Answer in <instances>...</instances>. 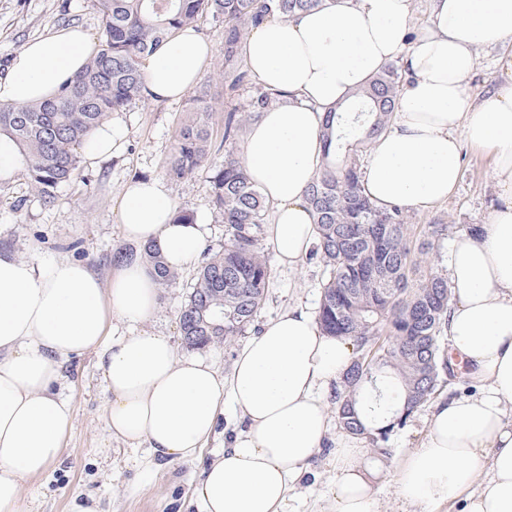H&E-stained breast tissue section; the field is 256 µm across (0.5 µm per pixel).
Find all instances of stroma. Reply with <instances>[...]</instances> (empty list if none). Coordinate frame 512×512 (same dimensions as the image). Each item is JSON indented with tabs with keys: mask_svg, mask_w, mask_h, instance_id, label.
<instances>
[{
	"mask_svg": "<svg viewBox=\"0 0 512 512\" xmlns=\"http://www.w3.org/2000/svg\"><path fill=\"white\" fill-rule=\"evenodd\" d=\"M77 27L99 41L101 20L93 0H0V72L4 71L32 39L51 31ZM198 32L214 45L197 85L177 102L142 99L124 111L112 113L125 134L111 158L81 161L74 179L61 188L53 202H43L27 185L24 170L0 183V250L27 260H73L84 263L101 280H109L114 252L124 248L118 225V206L127 182L139 177H166V164L180 126L192 117L196 101L210 109L209 127L216 150L213 162L225 152L242 155L244 142L224 143L227 110L242 106L251 88H229L224 77V32L200 22ZM512 83V44L482 50L466 85L480 100ZM211 168L203 166L181 180H168L180 207L193 211L206 229L205 247L218 251L224 245V225L210 205ZM503 201L489 155L470 146L462 148V178L448 200L427 211L410 210L416 240L432 239L427 265L447 274L453 238L467 227L486 223ZM193 268L181 270L176 285L159 289V307L142 323V330L169 339L177 357L190 356L180 336L178 312L187 295ZM324 278L321 264L304 260L294 270L270 269L267 297L257 313L255 328H262L282 309L298 306L316 313ZM59 393L72 406V426L63 443L60 460L41 477L25 482L22 497L26 512H69L73 497L91 496L101 512H194L193 488L215 456L224 450L229 431L239 420L232 407L219 416L213 436L201 455L157 468L150 462L148 443L131 445L112 438L107 429L111 396L103 380L100 355L89 351L63 360ZM431 409L422 407L407 425L394 432L383 457L386 469L424 439ZM332 442H325L302 471L288 494L285 512H328V493L334 471Z\"/></svg>",
	"mask_w": 512,
	"mask_h": 512,
	"instance_id": "1",
	"label": "stroma"
}]
</instances>
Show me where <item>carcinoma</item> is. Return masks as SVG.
I'll return each instance as SVG.
<instances>
[{
  "instance_id": "cac0c4a2",
  "label": "carcinoma",
  "mask_w": 512,
  "mask_h": 512,
  "mask_svg": "<svg viewBox=\"0 0 512 512\" xmlns=\"http://www.w3.org/2000/svg\"><path fill=\"white\" fill-rule=\"evenodd\" d=\"M102 23V48L61 94L26 106L0 103V135L17 146L30 189L44 202L56 198L74 177L93 131L142 94L141 60L163 47L176 28L203 18L224 28V77L235 88L249 78L237 59L244 37L267 18L319 9L326 0H94ZM401 76L388 64L349 102L327 111L324 162L305 191L317 224L311 256L323 266L317 320L327 336L353 342V382L336 388V421L344 431L369 440L388 455L390 435L456 379L448 357V278L423 269L412 252V224L402 205L378 208L365 195L360 157L389 127L401 95ZM280 95L256 89L247 105L227 112L224 142L238 139L245 124L277 103ZM211 134L206 110L178 131L166 171L183 179L209 160ZM211 202L224 223V249L206 257L179 310V328L191 349L241 336L253 325L266 297L270 269L256 246L268 209L241 158L232 153L213 169ZM140 258L159 286L179 279L155 248ZM377 377L398 379L396 410L379 399L368 403L371 418L393 411L374 428L360 419L353 392Z\"/></svg>"
}]
</instances>
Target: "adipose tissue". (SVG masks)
<instances>
[{
	"label": "adipose tissue",
	"mask_w": 512,
	"mask_h": 512,
	"mask_svg": "<svg viewBox=\"0 0 512 512\" xmlns=\"http://www.w3.org/2000/svg\"><path fill=\"white\" fill-rule=\"evenodd\" d=\"M429 2V24L412 41L411 0H326L253 29L240 53L282 99L248 125L243 162L272 207L273 261L294 269L316 238L304 191L322 160L325 112L391 61H401L409 83L364 167L374 204L429 209L459 184L462 145L491 154L507 200L452 243L448 279L451 348L482 389L434 406L423 442L399 459L393 479L400 512H512V85L477 102L464 84L477 49L512 42V0ZM95 51L79 29L33 39L0 73V102L57 96ZM213 51L194 27L177 29L141 62L144 96L183 99ZM177 211L166 181H132L121 236L155 246L168 266L189 267L203 251V225L176 222ZM157 299L155 276L137 258L117 260L105 283L80 263L0 252V512H23L24 482L59 458L72 409L54 386L62 359L88 351L102 354L109 433L147 441L156 466L196 457L230 402L242 427L195 487L197 512H283L329 433L328 396L353 361L352 344L289 307L223 375L177 357L166 337L109 335L112 317L145 321ZM334 472L332 512H380L378 473L348 436L336 438Z\"/></svg>",
	"instance_id": "1"
}]
</instances>
